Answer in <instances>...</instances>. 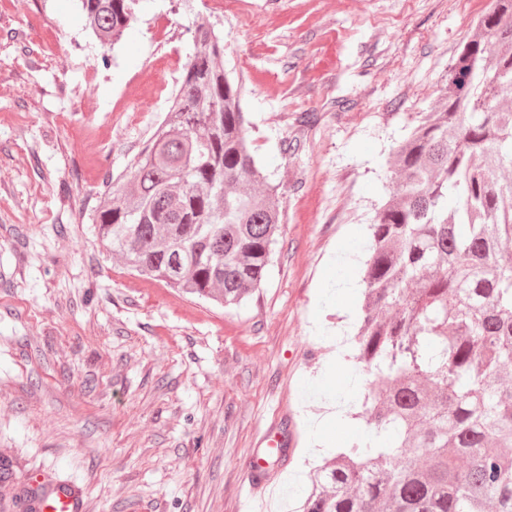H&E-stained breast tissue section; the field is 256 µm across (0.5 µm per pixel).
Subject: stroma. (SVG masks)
<instances>
[{"label":"stroma","mask_w":512,"mask_h":512,"mask_svg":"<svg viewBox=\"0 0 512 512\" xmlns=\"http://www.w3.org/2000/svg\"><path fill=\"white\" fill-rule=\"evenodd\" d=\"M490 0H141L107 51L75 0H0V462L88 489V512H241L279 415L290 464L369 433L335 362L392 150L443 93ZM224 34L248 138L279 184L268 274L241 306L139 277L89 216L178 89L197 24Z\"/></svg>","instance_id":"obj_1"}]
</instances>
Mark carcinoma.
<instances>
[{
    "label": "carcinoma",
    "mask_w": 512,
    "mask_h": 512,
    "mask_svg": "<svg viewBox=\"0 0 512 512\" xmlns=\"http://www.w3.org/2000/svg\"><path fill=\"white\" fill-rule=\"evenodd\" d=\"M139 0H78L115 43ZM194 52L165 119L109 176L90 221L145 279L225 307L264 280L278 186L257 166L224 74V38ZM397 191L370 224L352 359L373 377L374 434L309 475L296 512H512V0H491L446 92L397 146Z\"/></svg>",
    "instance_id": "1"
}]
</instances>
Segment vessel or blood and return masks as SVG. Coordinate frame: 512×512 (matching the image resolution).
<instances>
[{
    "mask_svg": "<svg viewBox=\"0 0 512 512\" xmlns=\"http://www.w3.org/2000/svg\"><path fill=\"white\" fill-rule=\"evenodd\" d=\"M244 464L249 491L244 498L245 512H265V494L271 488V476L276 465L286 464L292 435L287 422L273 423ZM19 483L28 489H38L39 495L30 499L29 512H87V493L83 486L55 474L27 473Z\"/></svg>",
    "mask_w": 512,
    "mask_h": 512,
    "instance_id": "1",
    "label": "vessel or blood"
}]
</instances>
